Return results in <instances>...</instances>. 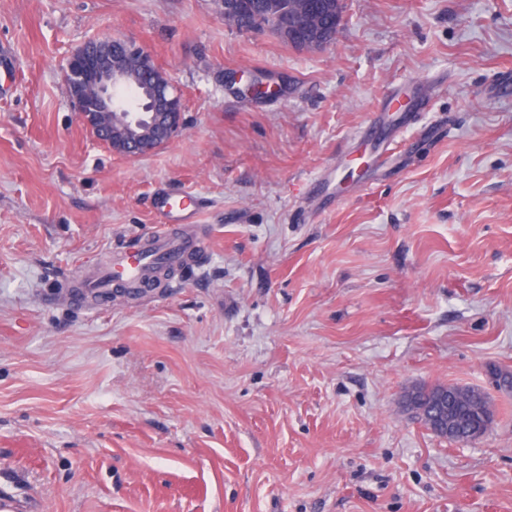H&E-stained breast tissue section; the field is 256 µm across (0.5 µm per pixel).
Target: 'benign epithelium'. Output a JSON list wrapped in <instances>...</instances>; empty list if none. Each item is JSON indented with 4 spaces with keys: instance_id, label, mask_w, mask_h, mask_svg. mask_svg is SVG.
<instances>
[{
    "instance_id": "benign-epithelium-1",
    "label": "benign epithelium",
    "mask_w": 512,
    "mask_h": 512,
    "mask_svg": "<svg viewBox=\"0 0 512 512\" xmlns=\"http://www.w3.org/2000/svg\"><path fill=\"white\" fill-rule=\"evenodd\" d=\"M320 8V0H304V8L283 23L279 35L291 42L305 41L304 35L316 31ZM130 59L153 72L150 86L153 112L144 122L134 112L126 119L113 117L117 106L115 94L127 83L126 65ZM64 84L71 108L92 131L94 141L116 154L130 158L148 156L178 135L183 126L181 94L152 53L136 41L92 38L82 43L65 62ZM455 397L471 402L485 419L483 427L489 426L486 419L490 408L481 391L466 389ZM448 401V391L444 389L429 405L415 402L410 394L406 406L428 429L448 436L452 442L463 444L482 436L480 430L463 433L458 419L443 411Z\"/></svg>"
}]
</instances>
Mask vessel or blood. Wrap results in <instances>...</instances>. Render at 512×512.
Instances as JSON below:
<instances>
[{"mask_svg": "<svg viewBox=\"0 0 512 512\" xmlns=\"http://www.w3.org/2000/svg\"><path fill=\"white\" fill-rule=\"evenodd\" d=\"M419 99L406 93H396L382 102L370 123L362 128L359 139L373 145L379 156H386L392 141L400 136L401 129L387 127L383 115L387 112H403V126H411L412 116L409 109L420 108ZM197 207L193 195L162 196L156 201V227L154 230L133 236L131 243L116 249L112 262L88 276L77 278L75 285L67 294L74 305H82L89 296L110 297L112 291L128 283L150 286L158 267H180L187 264L199 241L189 235L188 230L194 223Z\"/></svg>", "mask_w": 512, "mask_h": 512, "instance_id": "vessel-or-blood-1", "label": "vessel or blood"}]
</instances>
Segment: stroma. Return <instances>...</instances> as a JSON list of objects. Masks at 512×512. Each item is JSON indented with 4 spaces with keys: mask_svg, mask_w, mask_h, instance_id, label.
<instances>
[{
    "mask_svg": "<svg viewBox=\"0 0 512 512\" xmlns=\"http://www.w3.org/2000/svg\"><path fill=\"white\" fill-rule=\"evenodd\" d=\"M144 44L184 129L130 159L92 144L62 67ZM0 494L38 512H512V0H344L297 51L220 0H0ZM281 84L238 93L234 73ZM417 84L416 143L348 174L353 135ZM340 177L318 211L310 184ZM204 200L197 262L122 302L61 280ZM485 392L467 443L402 403Z\"/></svg>",
    "mask_w": 512,
    "mask_h": 512,
    "instance_id": "stroma-1",
    "label": "stroma"
}]
</instances>
